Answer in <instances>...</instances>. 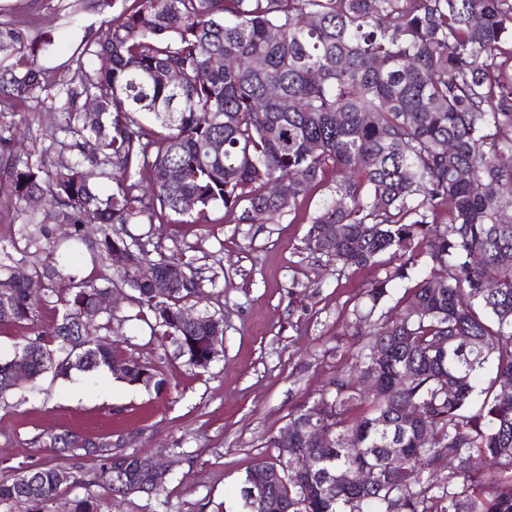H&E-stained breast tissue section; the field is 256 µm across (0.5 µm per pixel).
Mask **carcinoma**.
<instances>
[{"instance_id": "1", "label": "carcinoma", "mask_w": 512, "mask_h": 512, "mask_svg": "<svg viewBox=\"0 0 512 512\" xmlns=\"http://www.w3.org/2000/svg\"><path fill=\"white\" fill-rule=\"evenodd\" d=\"M98 5H118L119 14L100 39L79 44L59 77L36 63L53 41L0 21V104L55 101L49 138L68 139L48 164L15 154L13 135L0 132V193L9 202L0 221L11 210L21 219L30 258L20 278L0 251V326L20 330L29 383L120 362L115 378L161 384L85 325L114 288L132 291L151 335L207 369L223 347L224 316L183 321L203 288L190 263L114 225L204 224L219 206L267 224L297 210L330 173L308 250L339 272L387 254L399 264L366 291L369 310L354 309L347 327L360 337L357 377L336 366L319 398L291 411L288 443L272 436L276 455L245 473L242 512H512V394L502 392L512 383V0ZM172 71L183 74L177 85ZM90 96L93 121L84 112ZM88 166L112 180V192L90 181ZM272 182L282 186L277 196ZM34 197L46 201L37 222L24 218ZM185 197L196 199L195 212L182 211ZM85 224L99 225V237L83 235ZM325 224L336 226L333 236L322 235ZM57 225L70 227L65 238H54ZM116 250L128 266L115 278L98 284L76 272L87 254L112 266ZM422 261L439 273L405 289L394 319L372 320L388 285ZM35 280L45 284L41 297L30 293ZM51 303L56 318L44 328ZM12 373L13 360H0V400L19 390ZM362 379L379 389L359 387ZM406 402L419 409L416 427L401 419ZM313 421L330 441L310 438ZM45 444L94 467L23 468L0 481V503L53 512L73 487L86 493L68 512H112L113 500L132 494L165 503L169 476L151 471L148 453L113 451L69 430ZM366 468L377 474L369 486L358 481Z\"/></svg>"}]
</instances>
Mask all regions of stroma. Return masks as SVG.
Wrapping results in <instances>:
<instances>
[{
	"label": "stroma",
	"instance_id": "stroma-1",
	"mask_svg": "<svg viewBox=\"0 0 512 512\" xmlns=\"http://www.w3.org/2000/svg\"><path fill=\"white\" fill-rule=\"evenodd\" d=\"M106 17L95 0H0V20L18 22L33 37L51 36L53 47L37 58L51 72L81 40L99 38ZM54 122L45 105L0 111V127L18 132V150L36 156L48 148L44 131ZM327 193L319 186L297 212L268 224L238 222L219 207L206 224L127 225L129 236L190 261L205 282L194 310L223 315V349L208 369L187 365L136 319L129 289L117 290L120 353L154 369L161 386H131L101 368L17 391L0 403V480L44 464L91 469L90 459L45 446L47 434L68 429L111 438L128 452L159 453L170 464L168 509L131 495L112 512H240L247 468L273 456L267 439L302 399L319 396L354 309L385 276L381 266L337 273L308 250L309 218Z\"/></svg>",
	"mask_w": 512,
	"mask_h": 512
}]
</instances>
